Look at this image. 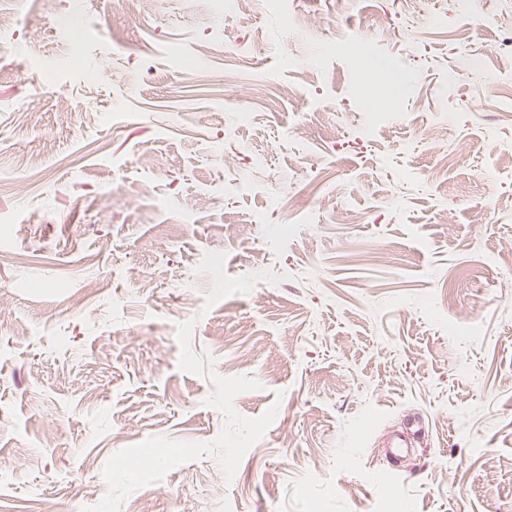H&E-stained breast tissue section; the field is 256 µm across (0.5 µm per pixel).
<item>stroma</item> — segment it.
<instances>
[{
  "instance_id": "obj_1",
  "label": "stroma",
  "mask_w": 512,
  "mask_h": 512,
  "mask_svg": "<svg viewBox=\"0 0 512 512\" xmlns=\"http://www.w3.org/2000/svg\"><path fill=\"white\" fill-rule=\"evenodd\" d=\"M511 8L0 0V512L219 435L189 319L277 417L222 492L208 455L119 512H512ZM208 252L281 281L206 306Z\"/></svg>"
}]
</instances>
